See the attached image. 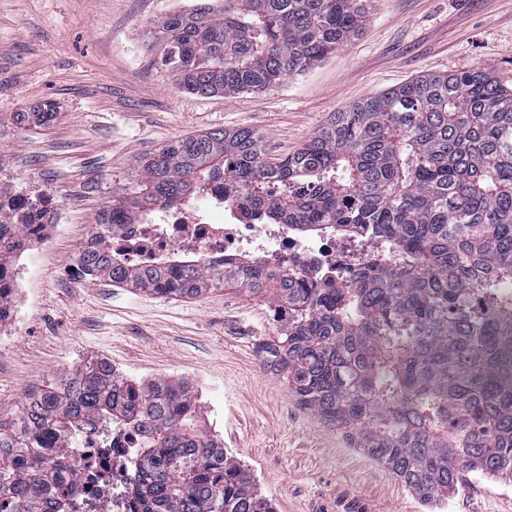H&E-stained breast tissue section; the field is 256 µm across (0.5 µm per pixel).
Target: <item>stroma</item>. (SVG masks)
<instances>
[{
	"instance_id": "1",
	"label": "stroma",
	"mask_w": 512,
	"mask_h": 512,
	"mask_svg": "<svg viewBox=\"0 0 512 512\" xmlns=\"http://www.w3.org/2000/svg\"><path fill=\"white\" fill-rule=\"evenodd\" d=\"M184 0H0V114L53 102L50 126L0 127V176L53 199L45 239L17 258L18 300L0 326V421L28 394L105 359L136 379L196 387L199 423L256 479L274 512H427L411 489L301 409L266 371L264 296L216 288L165 298L78 272L97 214L139 162L191 134L248 128L270 158L337 112L424 73L479 69L512 88V0H369L363 31L262 92L201 97L163 66L152 22ZM438 512H512V486L474 480Z\"/></svg>"
}]
</instances>
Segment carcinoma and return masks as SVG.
Segmentation results:
<instances>
[{"label":"carcinoma","instance_id":"cac0c4a2","mask_svg":"<svg viewBox=\"0 0 512 512\" xmlns=\"http://www.w3.org/2000/svg\"><path fill=\"white\" fill-rule=\"evenodd\" d=\"M364 2L204 0L161 17L151 35L182 90L261 91L358 34ZM53 116L43 102L8 120L31 128ZM139 168L98 214L79 256L84 275L171 298L226 282L265 293L277 335L258 344L263 367L422 503L477 477L512 484V89L482 70L424 74L334 113L274 162L261 136L240 128L176 139ZM218 179L248 218L371 241L378 258L340 284L292 258L171 255L143 268L112 252L122 217L174 206ZM48 205L0 178V265L25 251V229ZM197 401L186 382L87 362L0 428V495L16 494L13 512H42L47 471L29 449L92 426L147 423L141 512H273L245 465L199 429Z\"/></svg>","mask_w":512,"mask_h":512}]
</instances>
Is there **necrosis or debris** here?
Masks as SVG:
<instances>
[{
	"label": "necrosis or debris",
	"instance_id": "obj_1",
	"mask_svg": "<svg viewBox=\"0 0 512 512\" xmlns=\"http://www.w3.org/2000/svg\"><path fill=\"white\" fill-rule=\"evenodd\" d=\"M112 248L138 266L177 252L205 260L246 252L261 261L290 257L310 272L335 271L344 280L356 270L344 241L292 235L283 224L239 220L237 202L225 195L220 181L196 198L155 209L148 220L120 225ZM147 434L146 427L121 424L106 435L87 432L57 451L49 466L50 484L67 489L66 512H136L133 483Z\"/></svg>",
	"mask_w": 512,
	"mask_h": 512
}]
</instances>
